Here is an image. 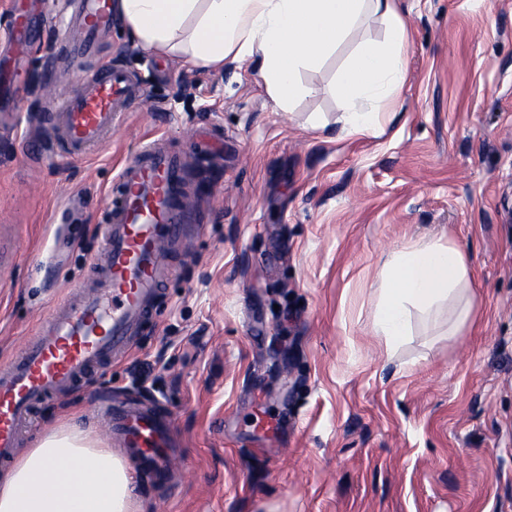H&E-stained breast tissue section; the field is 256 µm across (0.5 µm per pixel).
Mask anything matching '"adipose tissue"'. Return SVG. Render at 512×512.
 Instances as JSON below:
<instances>
[{
	"label": "adipose tissue",
	"instance_id": "1",
	"mask_svg": "<svg viewBox=\"0 0 512 512\" xmlns=\"http://www.w3.org/2000/svg\"><path fill=\"white\" fill-rule=\"evenodd\" d=\"M135 43L198 68L257 63L268 97L283 112L312 95L302 71L319 67L344 44L354 48L336 73L350 135L376 131L403 86L409 51L405 0H112ZM378 19L382 38L363 37ZM373 335L394 348L411 334L413 314L448 317L461 334L474 300L470 259L433 239L383 256ZM0 512H138L130 470L92 429L65 420L0 473Z\"/></svg>",
	"mask_w": 512,
	"mask_h": 512
}]
</instances>
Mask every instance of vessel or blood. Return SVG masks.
<instances>
[{"label":"vessel or blood","instance_id":"1","mask_svg":"<svg viewBox=\"0 0 512 512\" xmlns=\"http://www.w3.org/2000/svg\"><path fill=\"white\" fill-rule=\"evenodd\" d=\"M78 56L98 50L112 24V0H80ZM141 89L110 65L61 102L55 116L57 148L79 156L114 130ZM104 255L91 265L89 285L55 307L37 336L0 366V468L10 466L35 409L65 390L84 387L126 350L172 274L168 249L189 222L185 164L155 143L140 146L120 169L105 203ZM107 435L124 449L137 475L164 483L182 462L171 415L128 400L104 408Z\"/></svg>","mask_w":512,"mask_h":512}]
</instances>
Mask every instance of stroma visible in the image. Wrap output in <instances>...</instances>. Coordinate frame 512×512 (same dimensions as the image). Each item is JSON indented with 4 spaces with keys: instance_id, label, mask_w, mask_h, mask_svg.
Masks as SVG:
<instances>
[{
    "instance_id": "obj_1",
    "label": "stroma",
    "mask_w": 512,
    "mask_h": 512,
    "mask_svg": "<svg viewBox=\"0 0 512 512\" xmlns=\"http://www.w3.org/2000/svg\"><path fill=\"white\" fill-rule=\"evenodd\" d=\"M408 6L399 115L348 136L346 51L303 71L314 94L282 112L251 63L195 68L117 22L79 58L55 40L76 0H46L0 69L22 92L0 100V366L88 283L105 197L144 140L220 192L195 204L201 229L175 247L153 327L96 388L33 418L21 447L71 412L97 428L125 396L168 407L183 442L184 472L137 492L143 512H512V0ZM109 62L143 95L99 146L54 152L48 114ZM432 238L470 256L472 321L450 339L447 320L412 318L388 350L369 330L381 258Z\"/></svg>"
}]
</instances>
